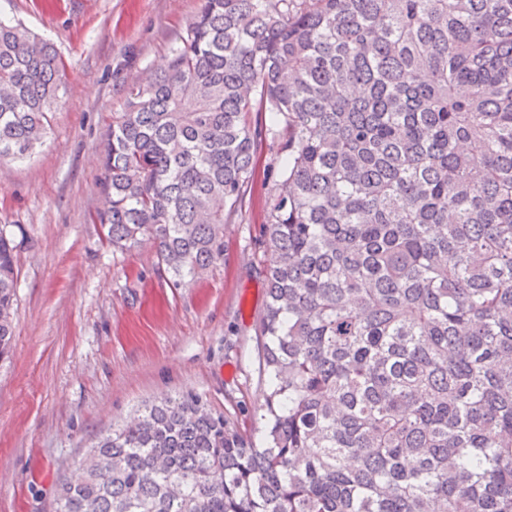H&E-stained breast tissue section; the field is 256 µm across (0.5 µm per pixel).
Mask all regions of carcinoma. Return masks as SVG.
<instances>
[{
    "mask_svg": "<svg viewBox=\"0 0 512 512\" xmlns=\"http://www.w3.org/2000/svg\"><path fill=\"white\" fill-rule=\"evenodd\" d=\"M61 69L0 22V161L45 139ZM265 148L266 445L148 403L58 512H512V0H201L112 116L93 223L179 288ZM18 251L0 224L1 360Z\"/></svg>",
    "mask_w": 512,
    "mask_h": 512,
    "instance_id": "carcinoma-1",
    "label": "carcinoma"
}]
</instances>
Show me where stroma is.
I'll list each match as a JSON object with an SVG mask.
<instances>
[{
  "mask_svg": "<svg viewBox=\"0 0 512 512\" xmlns=\"http://www.w3.org/2000/svg\"><path fill=\"white\" fill-rule=\"evenodd\" d=\"M200 0H0V19L49 39L65 63L44 144L0 163V222L19 225L11 356L0 364V512H56L88 446L143 404L199 395L260 436L267 385L256 325L268 301L257 179L224 252L176 288L150 245L112 251L90 220L100 153L130 89L164 68Z\"/></svg>",
  "mask_w": 512,
  "mask_h": 512,
  "instance_id": "obj_1",
  "label": "stroma"
}]
</instances>
